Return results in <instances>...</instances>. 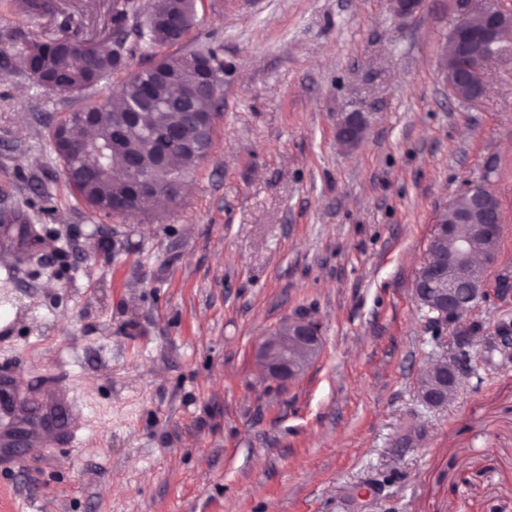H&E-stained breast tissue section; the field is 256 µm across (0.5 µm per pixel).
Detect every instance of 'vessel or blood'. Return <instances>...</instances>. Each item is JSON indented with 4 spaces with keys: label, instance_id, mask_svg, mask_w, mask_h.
I'll use <instances>...</instances> for the list:
<instances>
[{
    "label": "vessel or blood",
    "instance_id": "b4317fda",
    "mask_svg": "<svg viewBox=\"0 0 512 512\" xmlns=\"http://www.w3.org/2000/svg\"><path fill=\"white\" fill-rule=\"evenodd\" d=\"M82 429L81 412L65 380H45L39 396L26 397L15 391L12 373L0 371V447L13 449L14 467L25 466L21 448L34 442L71 447L79 441Z\"/></svg>",
    "mask_w": 512,
    "mask_h": 512
}]
</instances>
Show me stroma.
Listing matches in <instances>:
<instances>
[{
	"label": "stroma",
	"instance_id": "stroma-1",
	"mask_svg": "<svg viewBox=\"0 0 512 512\" xmlns=\"http://www.w3.org/2000/svg\"><path fill=\"white\" fill-rule=\"evenodd\" d=\"M117 0H0V367L21 392L67 379L77 448H27L0 512H512V295L464 318L473 371L442 407L426 368L455 352L414 296L437 213L489 179L512 273V37L484 97H451L453 0H196L180 46L224 57L209 158L150 215L70 190L48 122L77 99L21 65L35 41L111 33ZM362 113L351 148L336 126ZM496 162L487 173L488 162ZM322 351L280 385L257 344L289 318Z\"/></svg>",
	"mask_w": 512,
	"mask_h": 512
}]
</instances>
